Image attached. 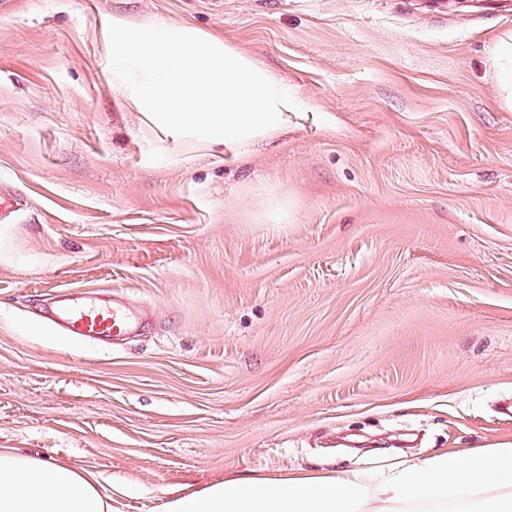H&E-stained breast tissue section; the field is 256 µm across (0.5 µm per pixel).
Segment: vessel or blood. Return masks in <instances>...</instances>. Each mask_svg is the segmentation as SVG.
I'll list each match as a JSON object with an SVG mask.
<instances>
[{
	"label": "vessel or blood",
	"instance_id": "obj_1",
	"mask_svg": "<svg viewBox=\"0 0 512 512\" xmlns=\"http://www.w3.org/2000/svg\"><path fill=\"white\" fill-rule=\"evenodd\" d=\"M132 319L121 301L112 304H69L65 309V327L70 335L108 338L120 343L130 333Z\"/></svg>",
	"mask_w": 512,
	"mask_h": 512
}]
</instances>
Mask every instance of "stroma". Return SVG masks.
I'll return each instance as SVG.
<instances>
[{
	"mask_svg": "<svg viewBox=\"0 0 512 512\" xmlns=\"http://www.w3.org/2000/svg\"><path fill=\"white\" fill-rule=\"evenodd\" d=\"M188 28L287 86L247 149L133 105L108 27ZM512 0H8L0 8V448L129 484L512 444ZM80 290L146 316L82 341ZM490 63L500 99L512 106V36L504 37L492 46Z\"/></svg>",
	"mask_w": 512,
	"mask_h": 512,
	"instance_id": "35a3bbf8",
	"label": "stroma"
}]
</instances>
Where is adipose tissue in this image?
Instances as JSON below:
<instances>
[{"label":"adipose tissue","instance_id":"ef3b65f1","mask_svg":"<svg viewBox=\"0 0 512 512\" xmlns=\"http://www.w3.org/2000/svg\"><path fill=\"white\" fill-rule=\"evenodd\" d=\"M166 512H512V444L322 476L212 484ZM0 512H111L89 473L0 448Z\"/></svg>","mask_w":512,"mask_h":512}]
</instances>
